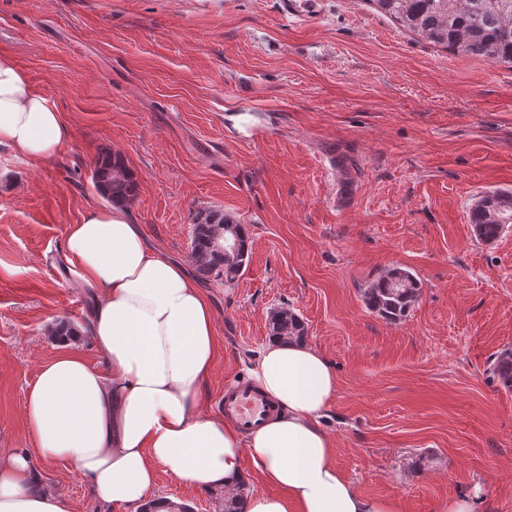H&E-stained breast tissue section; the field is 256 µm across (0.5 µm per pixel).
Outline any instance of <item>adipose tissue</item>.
I'll return each mask as SVG.
<instances>
[{
	"instance_id": "adipose-tissue-1",
	"label": "adipose tissue",
	"mask_w": 512,
	"mask_h": 512,
	"mask_svg": "<svg viewBox=\"0 0 512 512\" xmlns=\"http://www.w3.org/2000/svg\"><path fill=\"white\" fill-rule=\"evenodd\" d=\"M68 137L56 106L0 55V146L44 161ZM65 246L99 288L91 337L105 366L65 341L41 367L24 408L30 446L0 452V512H71L67 499L39 487L37 457L71 466L110 512H149L162 467L186 488L229 496L259 475L273 491L248 494L243 512H398L396 499L362 494L336 465L321 419L338 378L321 353L267 343L251 377L279 412L242 431L200 408L217 346L197 281L152 254L120 205L89 210Z\"/></svg>"
}]
</instances>
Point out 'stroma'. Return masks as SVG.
Wrapping results in <instances>:
<instances>
[{
	"label": "stroma",
	"mask_w": 512,
	"mask_h": 512,
	"mask_svg": "<svg viewBox=\"0 0 512 512\" xmlns=\"http://www.w3.org/2000/svg\"><path fill=\"white\" fill-rule=\"evenodd\" d=\"M0 54L69 129L47 161L0 146V451L28 445L57 321L104 366L65 239L105 204L91 174L108 149L138 181L127 210L151 250L188 263L202 208L247 227L241 275L201 283L219 344L210 416L289 308L337 373L323 425L360 492L399 512L471 493L478 512H512V391L487 372L512 350V228L485 244L468 222L479 196L512 190V69L430 45L367 0H314L304 17L283 0H0ZM394 266L423 288L389 322L362 292ZM33 465L72 512H103L77 472ZM156 494L219 512L164 470Z\"/></svg>",
	"instance_id": "obj_1"
}]
</instances>
